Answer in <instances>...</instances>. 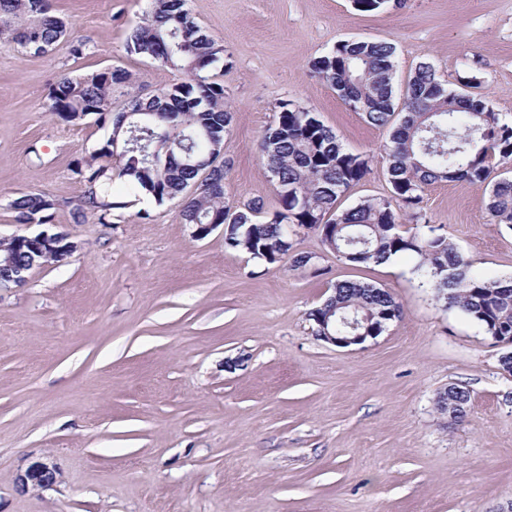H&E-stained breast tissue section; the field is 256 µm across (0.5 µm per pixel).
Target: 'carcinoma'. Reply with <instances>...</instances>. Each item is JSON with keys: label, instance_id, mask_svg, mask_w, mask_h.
<instances>
[{"label": "carcinoma", "instance_id": "obj_1", "mask_svg": "<svg viewBox=\"0 0 512 512\" xmlns=\"http://www.w3.org/2000/svg\"><path fill=\"white\" fill-rule=\"evenodd\" d=\"M66 32L53 0H0V37L25 50L35 38L50 50ZM125 49L180 71L183 79L147 95L134 89L131 74L116 68L78 77L64 74L51 85L49 95L67 122L96 113L103 117L98 106L117 93L125 97L104 144L74 164L73 173L83 186L75 221L90 211L99 223H112V211L127 206L114 200L118 182L128 193L149 195L159 205L179 200L183 223L222 224L230 249L270 264L292 249L288 228L323 224L322 242L339 257L350 263L382 264L409 255L416 259L413 272L437 300L457 308L486 336H512V278L483 277L474 270V261L434 227L425 232L401 230L404 216L420 218L427 187L448 179L489 185L492 218L512 228V178L506 177L512 171V122L502 121L483 97L471 93L477 88L475 77L460 80L469 92H448L433 66L420 63L406 86V112L381 154L389 195L367 197L340 214L335 213L337 200L364 178L369 159L347 151L313 113L297 110L290 100L281 102L260 142L280 205L267 216L259 200L235 210L224 204L222 166L211 172L208 189L189 193L203 174L198 161L221 152L232 112L224 85L212 74L224 58V48L194 21L187 0H150L141 21L129 30ZM394 54V45L387 41L344 40L314 61L311 71L368 122L385 126L395 115ZM496 167L505 176L490 184ZM9 208L18 224L33 216L49 224L54 203L43 194H25L13 199ZM343 313L356 314L358 331L363 332L385 318H400L402 306L384 288L346 280L334 284L324 303L307 317L315 331L317 316L337 319ZM469 402L468 390L450 384L439 393L436 407L461 420Z\"/></svg>", "mask_w": 512, "mask_h": 512}]
</instances>
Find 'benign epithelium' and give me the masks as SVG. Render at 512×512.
I'll return each mask as SVG.
<instances>
[{
	"label": "benign epithelium",
	"mask_w": 512,
	"mask_h": 512,
	"mask_svg": "<svg viewBox=\"0 0 512 512\" xmlns=\"http://www.w3.org/2000/svg\"><path fill=\"white\" fill-rule=\"evenodd\" d=\"M19 246H27L37 254H44L48 257L54 254L60 257L69 255L75 249L74 243L67 241V235L63 233L42 231L36 235H13L0 239V288L25 283L28 273L41 267V264L34 262L24 268L15 267L12 261L11 249ZM317 338L338 347L361 345L367 340V337L361 334L333 336L323 326L320 327ZM56 481V467L45 462H36L30 465L24 473L17 477V482L23 490L29 487H51Z\"/></svg>",
	"instance_id": "7a95c632"
}]
</instances>
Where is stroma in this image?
Returning a JSON list of instances; mask_svg holds the SVG:
<instances>
[{"label": "stroma", "instance_id": "1", "mask_svg": "<svg viewBox=\"0 0 512 512\" xmlns=\"http://www.w3.org/2000/svg\"><path fill=\"white\" fill-rule=\"evenodd\" d=\"M68 33L44 55L0 38V237L67 234L75 251L0 288V512H500L512 502V374L507 345L438 302L404 257L353 264L317 232L291 235L294 253L269 264L196 240L178 201L139 198L112 221L71 217L72 172L108 138L92 114L72 123L47 110L60 75L129 72L155 93L182 75L127 54L149 0H53ZM223 46L213 72L234 115L224 137L225 202L279 207L260 139L290 100L332 128L370 170L339 198L345 210L388 194L378 155L392 126L368 123L311 73L341 40L395 47L394 103L430 62L451 91L476 77L512 120V0H393L377 13L352 0H188ZM83 42L82 57L71 53ZM44 193L47 226L15 223L12 199ZM420 214L442 227L488 278L512 276V229L495 223L483 188L439 181ZM341 280L391 291L403 308L378 337L337 347L307 312ZM459 383L465 419L436 398ZM49 460L57 483L16 478Z\"/></svg>", "mask_w": 512, "mask_h": 512}]
</instances>
